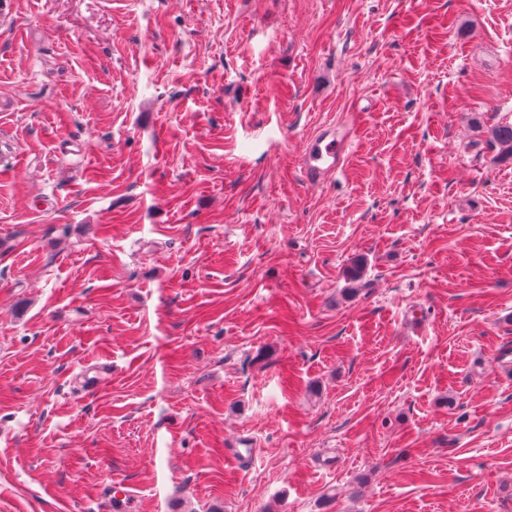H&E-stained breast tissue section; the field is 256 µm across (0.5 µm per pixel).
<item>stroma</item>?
Instances as JSON below:
<instances>
[{"label":"stroma","mask_w":512,"mask_h":512,"mask_svg":"<svg viewBox=\"0 0 512 512\" xmlns=\"http://www.w3.org/2000/svg\"><path fill=\"white\" fill-rule=\"evenodd\" d=\"M504 123L512 0H0V512H512ZM354 138L353 124L333 122L320 127L303 148L302 181L317 186L333 179L342 168ZM112 380V363H95L91 370L83 377L81 381V390L86 393L97 392L106 386ZM234 448H226L227 457L240 468H246L257 455L256 443L244 435H240L233 443ZM102 510L107 512H131L135 495L122 482H115L99 492Z\"/></svg>","instance_id":"35a3bbf8"}]
</instances>
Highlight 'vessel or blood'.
<instances>
[{
	"label": "vessel or blood",
	"mask_w": 512,
	"mask_h": 512,
	"mask_svg": "<svg viewBox=\"0 0 512 512\" xmlns=\"http://www.w3.org/2000/svg\"><path fill=\"white\" fill-rule=\"evenodd\" d=\"M355 138V127L348 123H330L320 127L307 140L301 155V177L305 184L317 186L333 179L342 168ZM112 379V365L95 363L83 377L81 389L93 393L106 386ZM227 457L239 467L249 466L257 455L250 437L239 436ZM104 512H131L135 495L121 482L106 486L99 492Z\"/></svg>",
	"instance_id": "b4317fda"
}]
</instances>
